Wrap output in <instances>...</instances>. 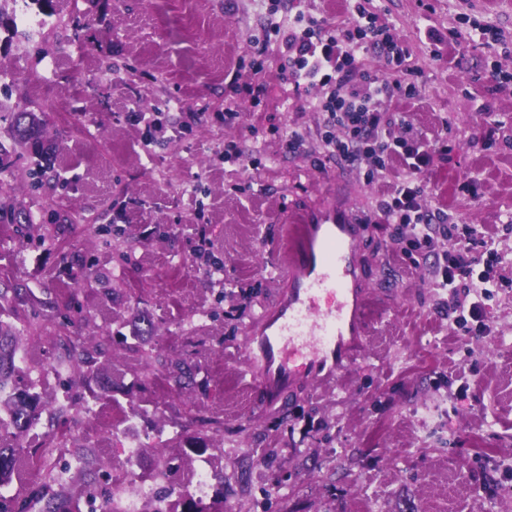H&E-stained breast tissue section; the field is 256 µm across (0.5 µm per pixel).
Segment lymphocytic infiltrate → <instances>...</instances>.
Listing matches in <instances>:
<instances>
[{
  "mask_svg": "<svg viewBox=\"0 0 512 512\" xmlns=\"http://www.w3.org/2000/svg\"><path fill=\"white\" fill-rule=\"evenodd\" d=\"M266 31L288 62L294 84L327 87L317 107L322 114V148L329 157L365 164L370 181L383 174L392 159L402 160L406 174L380 200L377 215L392 225L394 243L422 256L449 321L467 332H488L483 305L508 284L499 272L497 243L477 241L475 227L449 222L447 216L425 207L421 177L431 164L432 150L414 134L405 116L386 114L396 93L414 91L400 81L410 71L407 44L377 13L361 5L351 21L334 29L301 18L288 28L269 20ZM369 50L383 58L385 69L364 73L362 84H352L351 76ZM453 238L457 247L446 248V241Z\"/></svg>",
  "mask_w": 512,
  "mask_h": 512,
  "instance_id": "lymphocytic-infiltrate-1",
  "label": "lymphocytic infiltrate"
}]
</instances>
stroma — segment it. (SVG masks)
Masks as SVG:
<instances>
[{
  "instance_id": "obj_1",
  "label": "stroma",
  "mask_w": 512,
  "mask_h": 512,
  "mask_svg": "<svg viewBox=\"0 0 512 512\" xmlns=\"http://www.w3.org/2000/svg\"><path fill=\"white\" fill-rule=\"evenodd\" d=\"M268 0H57V13L6 49L0 81L12 103L47 115L53 163L30 190L35 157L16 144L0 116V204L30 212L31 223L0 218V279L52 301L73 288L90 321L76 331H114L112 371L123 392L97 403L108 413L145 396L136 421L145 449L134 468L113 450L105 422L81 414L70 445L94 446L100 479L148 473L156 449L192 486L198 460L171 445L176 409L223 420L207 433L210 470L234 472L224 512L263 499L270 512H489L512 503V287L486 303L494 338L464 333L437 309L424 266L393 244L377 202L402 175L392 161L378 181L322 152L311 93L295 92L281 60L261 50ZM355 0H280L278 18H349ZM410 50L413 97L393 99L416 134L440 143L426 175L429 210L498 238L512 278V0H369ZM502 41L476 48L473 26ZM441 43L430 45L426 29ZM259 66L253 92L233 94L239 69ZM501 70V83L490 78ZM132 112L145 121H129ZM238 113L236 122L225 113ZM305 146L288 152L289 131ZM255 152L258 170L225 156ZM345 192L367 222L364 249L375 281L367 304L368 353L337 385L287 397L284 418L256 406L241 374L245 331L279 284L270 262L285 251L288 227L310 206ZM130 252V263L119 255ZM224 264V279L206 272ZM207 321L180 325L196 312ZM32 329L24 348L44 367L48 400L65 387L47 367L56 332L39 311L21 308ZM165 333L147 348L172 360L193 357L202 371L170 403L167 390L134 388L137 354L123 337L139 317ZM467 392H459V385ZM276 449L268 458L267 449Z\"/></svg>"
}]
</instances>
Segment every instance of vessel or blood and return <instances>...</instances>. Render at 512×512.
Returning a JSON list of instances; mask_svg holds the SVG:
<instances>
[{"label": "vessel or blood", "instance_id": "vessel-or-blood-1", "mask_svg": "<svg viewBox=\"0 0 512 512\" xmlns=\"http://www.w3.org/2000/svg\"><path fill=\"white\" fill-rule=\"evenodd\" d=\"M363 222L345 195L310 208L288 227V250L273 270L280 288L250 322L242 370L261 408L340 379L365 351L372 273Z\"/></svg>", "mask_w": 512, "mask_h": 512}]
</instances>
